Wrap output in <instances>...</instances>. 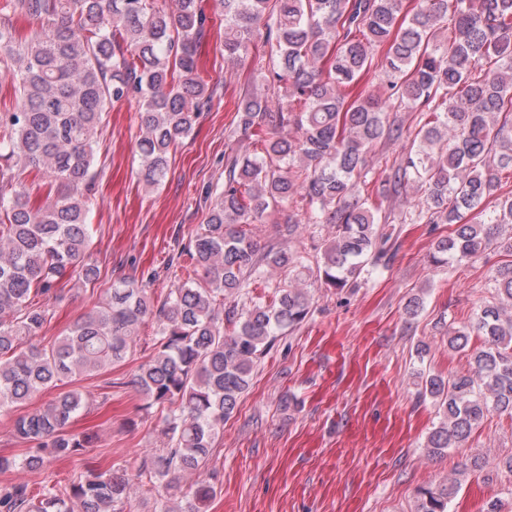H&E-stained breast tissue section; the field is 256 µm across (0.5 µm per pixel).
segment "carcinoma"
Masks as SVG:
<instances>
[{
	"label": "carcinoma",
	"instance_id": "1",
	"mask_svg": "<svg viewBox=\"0 0 512 512\" xmlns=\"http://www.w3.org/2000/svg\"><path fill=\"white\" fill-rule=\"evenodd\" d=\"M224 16V56L248 58L262 40L269 60L263 91L239 99V129L259 146L224 156V183L206 192V223L167 259L186 278L155 303L133 277L47 346L48 295L84 264L94 235L87 223L95 187L96 136L109 104L142 102L140 169L147 188L162 182L169 153L190 135L214 90L196 76L197 49L212 17L203 0H0V72L16 106L0 112V409L18 407L76 376L125 363L140 326L156 320L153 354L132 384L159 410L163 447L135 478L118 467L84 468L65 483L0 486V512H124L133 485L161 501L160 512H202L215 474L195 481L224 422L238 409L254 366L277 336L313 313L317 284L356 288L381 265L391 216L362 198L373 182L367 155L402 127L372 97L343 90L373 68L391 109L421 113L409 149L382 172L376 195L400 198L403 224H452L431 256L438 266L471 260L512 227V0H215ZM36 23L26 37L18 19ZM34 168L63 192L30 206L15 171ZM419 194V204L408 190ZM496 198L494 209L485 208ZM304 223L331 228L315 260L288 249L295 231L284 205ZM254 224H270L262 246ZM492 300L448 347L469 351L467 373L421 378L418 398L440 422L425 447L459 448L492 413L512 415V262L493 269ZM261 285L265 293L253 294ZM480 344L468 348L470 337ZM83 407L61 391L18 416L14 437L31 445L22 465L42 469L82 454L89 437L69 431ZM456 482L418 489L419 512H449Z\"/></svg>",
	"mask_w": 512,
	"mask_h": 512
}]
</instances>
